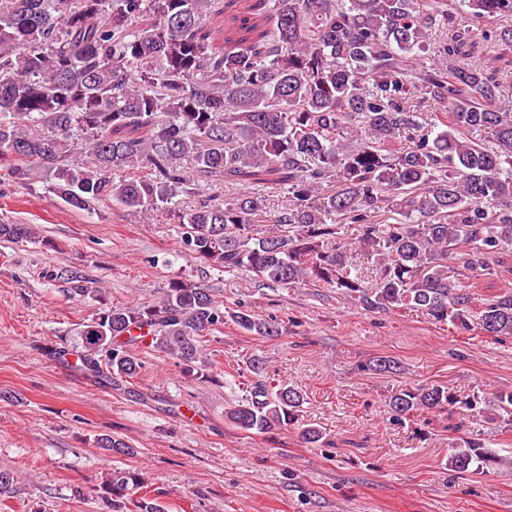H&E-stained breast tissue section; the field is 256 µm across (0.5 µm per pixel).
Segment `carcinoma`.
<instances>
[{
	"instance_id": "1",
	"label": "carcinoma",
	"mask_w": 512,
	"mask_h": 512,
	"mask_svg": "<svg viewBox=\"0 0 512 512\" xmlns=\"http://www.w3.org/2000/svg\"><path fill=\"white\" fill-rule=\"evenodd\" d=\"M474 19L512 16V0H0V167L24 184L37 171L72 208L117 203L177 219L187 254L267 284H323L366 310L414 308L456 329L512 336V291L472 304L460 277L496 274L512 250V112L498 84L466 55ZM447 27L437 58L432 33ZM448 114L438 129L423 111ZM482 131L486 139L473 134ZM406 134L398 151L391 139ZM240 185L222 200L176 198L199 183ZM288 185L293 204L272 227L260 188ZM407 199L392 223L379 213ZM295 227L290 236L277 226ZM358 227L374 258L369 284L340 246ZM37 237L30 224H0V239ZM243 330L280 335L247 310ZM224 325V305L203 282L172 281L148 306L111 307L79 333L81 366L101 383L134 377L135 349L205 366L203 334ZM224 410L237 428L263 435L298 423L302 391L263 376ZM462 400L442 386L401 388L386 401L402 421L452 412ZM107 451L132 448L105 435ZM448 468L484 474L512 456L466 438ZM139 472L114 471L101 501L125 512Z\"/></svg>"
}]
</instances>
